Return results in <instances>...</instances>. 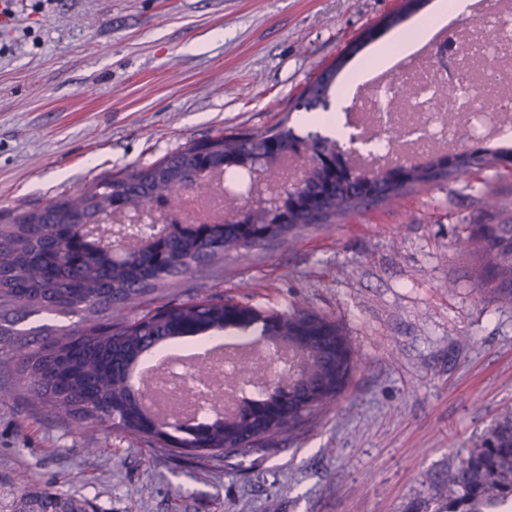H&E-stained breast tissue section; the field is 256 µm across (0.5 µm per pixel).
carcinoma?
Here are the masks:
<instances>
[{"mask_svg":"<svg viewBox=\"0 0 512 512\" xmlns=\"http://www.w3.org/2000/svg\"><path fill=\"white\" fill-rule=\"evenodd\" d=\"M344 63L322 68L304 85L294 108L327 107ZM277 122L219 135L142 167L119 171L78 194L53 201L0 225V336L3 354L25 378L29 401L81 432L110 427L139 436L166 450L171 442L203 456H245L265 451L284 434L294 435L337 405L355 370L353 352L339 325L298 306L262 311L244 302L229 305L220 296H187L141 317L137 304L155 299L162 288L187 276L214 277L224 257H246L319 224H334L362 207L399 199L421 187L458 180L475 170L507 168L512 147H475L434 154L425 162L394 165L362 179L339 174L332 163L344 158L341 140L319 131L299 136ZM307 156L312 165L302 188L283 190L288 215L255 209L242 221L241 198L232 193L226 219L191 234L167 233L154 249L129 243L112 254L102 240H81L82 224H97L123 205L137 211L150 203L164 217L176 210L188 187L204 194L209 173H222L239 186L254 167L280 182V160ZM479 245L474 279L512 307V215L498 224H476L462 240ZM42 311L80 313L85 324L59 336L35 340L34 331L14 328L13 317ZM256 330L267 345L288 343L304 367L302 376L280 377L288 404L264 395L268 382L250 358L238 364L236 380L251 382L233 412L204 424L175 417L146 416L144 392L129 385V372L162 342L207 332ZM437 512H512V414L505 413L482 444L448 469L438 493Z\"/></svg>","mask_w":512,"mask_h":512,"instance_id":"obj_1","label":"carcinoma"}]
</instances>
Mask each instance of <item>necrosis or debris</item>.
Segmentation results:
<instances>
[{
  "label": "necrosis or debris",
  "mask_w": 512,
  "mask_h": 512,
  "mask_svg": "<svg viewBox=\"0 0 512 512\" xmlns=\"http://www.w3.org/2000/svg\"><path fill=\"white\" fill-rule=\"evenodd\" d=\"M472 11L476 21L456 24L451 40L434 35L359 84L353 111L372 145L366 168L425 160L453 142L460 126L470 141L512 145V0H498L491 11L474 0ZM237 362L236 355L214 360L211 375L200 378L183 359L167 357L147 398L182 420L215 406L232 411Z\"/></svg>",
  "instance_id": "4bbe7bcc"
}]
</instances>
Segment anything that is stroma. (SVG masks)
Returning <instances> with one entry per match:
<instances>
[{
  "mask_svg": "<svg viewBox=\"0 0 512 512\" xmlns=\"http://www.w3.org/2000/svg\"><path fill=\"white\" fill-rule=\"evenodd\" d=\"M402 0H18L0 27V224L218 132L288 117L346 57L376 64L392 30L346 50ZM496 196L497 207L486 204ZM512 211L485 170L299 231L218 280L158 291L335 320L358 362L339 405L246 457L197 460L33 406L0 358V512L48 497L87 512H432L450 466L512 410V307L470 279L471 224Z\"/></svg>",
  "mask_w": 512,
  "mask_h": 512,
  "instance_id": "stroma-1",
  "label": "stroma"
}]
</instances>
